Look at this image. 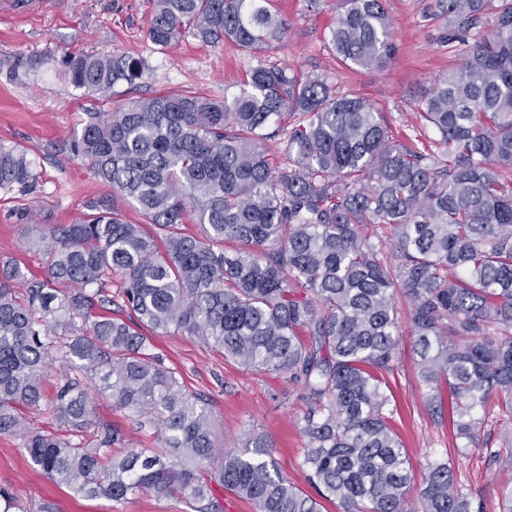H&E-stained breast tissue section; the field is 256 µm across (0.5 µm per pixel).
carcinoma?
Wrapping results in <instances>:
<instances>
[{"instance_id":"cac0c4a2","label":"carcinoma","mask_w":512,"mask_h":512,"mask_svg":"<svg viewBox=\"0 0 512 512\" xmlns=\"http://www.w3.org/2000/svg\"><path fill=\"white\" fill-rule=\"evenodd\" d=\"M271 2L155 0L148 38L166 48L189 33L259 50L288 34ZM383 2L344 0L329 33L343 62L393 61ZM492 2L434 0L461 64L420 100L419 121L436 133L428 141L400 138L368 101L322 78L264 67L222 100L184 90L87 113L69 150L111 194L33 241L48 256L45 276L0 266V435L89 498L149 493L222 512L216 484L256 512H320L322 499L344 512H485L438 460L420 508L410 506L387 375L403 340L400 294L428 405L440 416L448 403L462 447L478 445L491 398L512 416V0ZM491 8L490 34L469 41ZM62 65L108 104L115 86L146 76L129 54L71 53ZM281 134L285 168L265 144ZM32 181L26 153L0 145V189ZM188 215L199 234L183 232ZM367 225L390 228L394 259ZM116 309L156 336H195L250 371L286 376L306 403L301 468L314 494L279 473L263 435L246 434L242 453L218 448L206 400ZM52 361L62 372L56 429L45 431L22 410L40 406ZM96 395L158 447L126 442L97 414Z\"/></svg>"}]
</instances>
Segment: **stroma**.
Returning a JSON list of instances; mask_svg holds the SVG:
<instances>
[{"label":"stroma","mask_w":512,"mask_h":512,"mask_svg":"<svg viewBox=\"0 0 512 512\" xmlns=\"http://www.w3.org/2000/svg\"><path fill=\"white\" fill-rule=\"evenodd\" d=\"M432 4L385 0L397 52L382 71L346 65L328 49L340 0H274L288 35L284 42L253 53L230 41L210 46L190 35L164 49L154 45L147 36L154 0H50L32 17L0 14V144L24 150L34 174L30 188L0 190V259L43 275L47 260L31 248L39 231L49 224L72 223L89 199L109 191L69 151L71 134L98 103L71 83L59 64L64 54H130L141 59L145 79L133 87L116 86V105L130 97L184 90L220 99L238 92L252 68L296 70L323 78L337 93L366 99L392 132L414 137L421 97L440 75L460 64L444 41L445 22L429 16ZM400 325V359L388 381L398 407L394 425L413 467L410 500L420 496L427 461L439 459L455 467L486 512H498V491L512 486V467L489 452L512 449V422L501 417L496 404H488L489 424L479 446L457 447L450 423L433 419L428 410L416 375L410 325L405 319ZM150 349L188 389L207 398L220 448L242 450L246 432L263 433L274 446L281 474L309 491L299 466L306 440L297 428L305 404L286 378L246 370L192 336H154ZM0 490L25 512H39L46 503L56 512H187L183 503L142 493L122 503L75 496L29 463L17 439L8 436H0Z\"/></svg>","instance_id":"1"}]
</instances>
